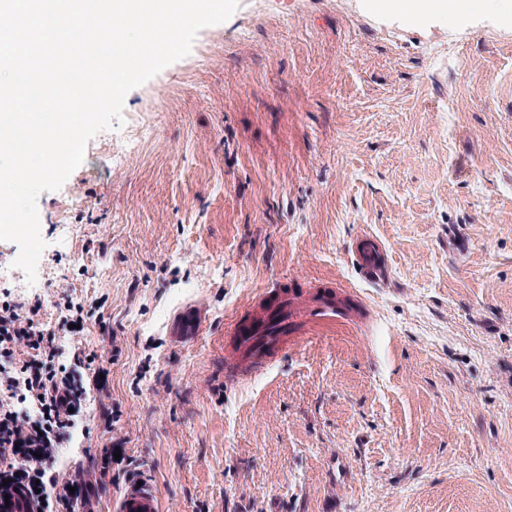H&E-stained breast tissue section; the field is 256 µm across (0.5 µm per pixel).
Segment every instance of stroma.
<instances>
[{"label": "stroma", "instance_id": "35a3bbf8", "mask_svg": "<svg viewBox=\"0 0 512 512\" xmlns=\"http://www.w3.org/2000/svg\"><path fill=\"white\" fill-rule=\"evenodd\" d=\"M384 2L240 0L126 94L123 164L99 132L39 194L37 286L0 294L87 387L61 467L121 452L95 512L137 481L160 512H512V6ZM284 282L354 309L231 381L228 325Z\"/></svg>", "mask_w": 512, "mask_h": 512}]
</instances>
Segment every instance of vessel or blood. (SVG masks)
<instances>
[{
    "label": "vessel or blood",
    "mask_w": 512,
    "mask_h": 512,
    "mask_svg": "<svg viewBox=\"0 0 512 512\" xmlns=\"http://www.w3.org/2000/svg\"><path fill=\"white\" fill-rule=\"evenodd\" d=\"M336 300L324 293L321 300L305 309H298L287 291H278L257 314L241 321L233 333L231 357L225 359L227 377L237 380L261 368L274 354L282 350L299 324L335 322ZM117 512H159L157 491L146 486H131L121 497Z\"/></svg>",
    "instance_id": "b4317fda"
}]
</instances>
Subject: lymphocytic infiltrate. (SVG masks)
I'll return each mask as SVG.
<instances>
[{
  "label": "lymphocytic infiltrate",
  "instance_id": "obj_1",
  "mask_svg": "<svg viewBox=\"0 0 512 512\" xmlns=\"http://www.w3.org/2000/svg\"><path fill=\"white\" fill-rule=\"evenodd\" d=\"M58 354L39 306L0 301V494L25 512H92L89 490L106 470L59 469L86 391L53 367Z\"/></svg>",
  "mask_w": 512,
  "mask_h": 512
}]
</instances>
